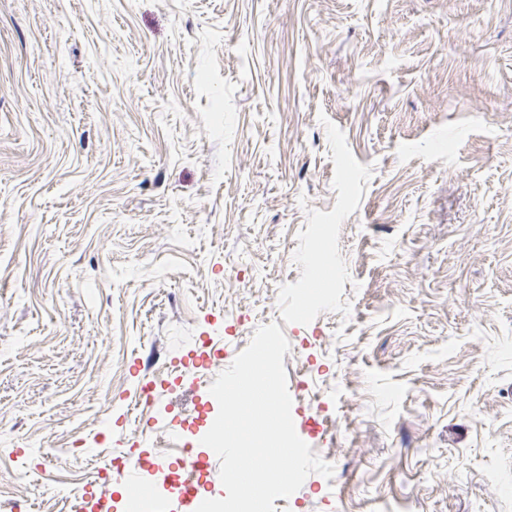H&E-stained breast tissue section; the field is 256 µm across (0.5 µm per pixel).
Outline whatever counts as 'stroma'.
I'll list each match as a JSON object with an SVG mask.
<instances>
[{
	"label": "stroma",
	"mask_w": 512,
	"mask_h": 512,
	"mask_svg": "<svg viewBox=\"0 0 512 512\" xmlns=\"http://www.w3.org/2000/svg\"><path fill=\"white\" fill-rule=\"evenodd\" d=\"M273 322L276 512H512V0H0V512H126ZM143 470L145 466L140 460L133 461L125 484L131 504L146 509L155 501L156 495L153 486L143 479Z\"/></svg>",
	"instance_id": "1"
}]
</instances>
